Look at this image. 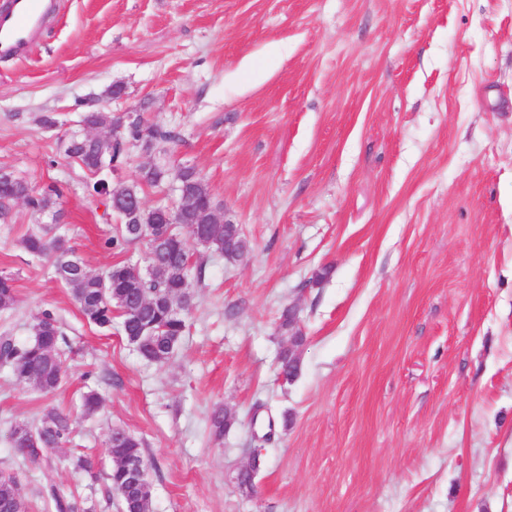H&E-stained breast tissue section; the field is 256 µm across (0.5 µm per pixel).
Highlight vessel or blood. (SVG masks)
Wrapping results in <instances>:
<instances>
[{
	"instance_id": "1",
	"label": "vessel or blood",
	"mask_w": 512,
	"mask_h": 512,
	"mask_svg": "<svg viewBox=\"0 0 512 512\" xmlns=\"http://www.w3.org/2000/svg\"><path fill=\"white\" fill-rule=\"evenodd\" d=\"M59 0H7L0 8V60L21 56L55 15Z\"/></svg>"
}]
</instances>
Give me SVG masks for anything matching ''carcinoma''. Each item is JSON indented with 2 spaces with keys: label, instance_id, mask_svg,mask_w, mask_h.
I'll return each instance as SVG.
<instances>
[{
  "label": "carcinoma",
  "instance_id": "cac0c4a2",
  "mask_svg": "<svg viewBox=\"0 0 512 512\" xmlns=\"http://www.w3.org/2000/svg\"><path fill=\"white\" fill-rule=\"evenodd\" d=\"M126 135L131 141L128 147L123 142H112L110 136L95 139L72 136L64 141L65 156L93 174L112 171V163H122L137 150L158 157L154 169L140 181L114 188L107 179L98 178L87 184L89 193L106 196L112 210L122 217L132 202L144 200V187H158L176 179L193 197L192 204L175 212L176 224L201 223L203 209L211 196L203 180L195 175L194 168L170 165L168 158L176 134L149 122L144 113L136 112L127 122ZM60 196L61 191L55 184L47 185L36 195L26 180L12 174L0 183V218H6L4 203L14 199L22 197L29 206L42 212L52 208ZM165 209L167 206L162 203L146 208V223L139 226L124 222L118 226L117 235L105 240L108 248L146 242V263L153 264V272L148 275H136L129 265L121 263L101 274H93L61 237L30 233L21 241L27 253L51 260L55 277L70 288L74 302L88 323L109 329L114 320H119L122 335L138 347L141 357L158 364L171 358L185 333L186 315L196 307L193 286L202 280L204 270L203 263H192L180 233L157 220V212ZM208 234V245L203 247L207 252L222 255L227 247L242 258L249 253L241 230L229 224H210ZM17 301L14 275L0 271V310L12 309ZM64 342L66 338L59 319L53 311L45 309L36 318L29 341L19 343L7 334L0 336V366L8 369L17 381L52 394L66 372L61 354ZM208 423L212 436L224 437L227 428L224 409L213 410ZM118 433L122 435L120 447H112L110 437L105 442V452L112 463L107 480L115 492L129 487L125 461L145 459L141 441L135 435L124 429ZM71 434L70 416L52 408L36 426L25 422L14 424L10 439L17 455L34 460L45 451L69 443ZM21 491L23 486L17 474L0 472V512H14ZM48 497L57 512H88L76 497L60 487L50 488ZM150 499V485H139L127 494L122 508L127 512H149Z\"/></svg>",
  "mask_w": 512,
  "mask_h": 512
}]
</instances>
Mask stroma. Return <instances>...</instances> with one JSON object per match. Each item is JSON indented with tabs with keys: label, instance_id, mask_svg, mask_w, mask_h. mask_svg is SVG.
Wrapping results in <instances>:
<instances>
[{
	"label": "stroma",
	"instance_id": "stroma-1",
	"mask_svg": "<svg viewBox=\"0 0 512 512\" xmlns=\"http://www.w3.org/2000/svg\"><path fill=\"white\" fill-rule=\"evenodd\" d=\"M93 105L175 130L172 166L251 247L230 263L190 245L205 277L162 365L88 324L21 246L49 227L91 272L143 263L144 246H104L117 218L60 147ZM0 169L62 189L0 221L18 295L0 331L28 341L50 309L68 340L51 395L0 369V470L33 512H55L53 485L119 512L77 466L108 471L116 428L142 441L151 512H512V0H62L0 62ZM287 307L304 338L290 381ZM52 407L71 443L17 456L11 425ZM220 407L234 423L217 440Z\"/></svg>",
	"mask_w": 512,
	"mask_h": 512
}]
</instances>
